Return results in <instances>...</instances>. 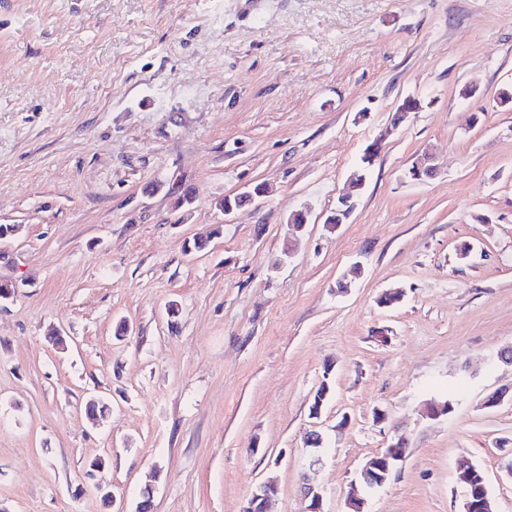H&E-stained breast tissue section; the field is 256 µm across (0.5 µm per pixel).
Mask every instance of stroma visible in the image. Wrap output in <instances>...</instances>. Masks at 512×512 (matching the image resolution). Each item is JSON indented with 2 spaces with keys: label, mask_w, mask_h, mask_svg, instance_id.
<instances>
[{
  "label": "stroma",
  "mask_w": 512,
  "mask_h": 512,
  "mask_svg": "<svg viewBox=\"0 0 512 512\" xmlns=\"http://www.w3.org/2000/svg\"><path fill=\"white\" fill-rule=\"evenodd\" d=\"M504 91L512 0H0V512H242L270 478L310 512L315 432L320 512L400 434L365 512H460L463 460L512 512Z\"/></svg>",
  "instance_id": "1"
}]
</instances>
